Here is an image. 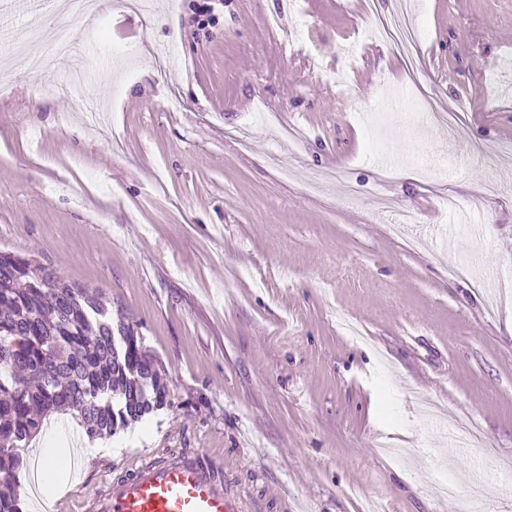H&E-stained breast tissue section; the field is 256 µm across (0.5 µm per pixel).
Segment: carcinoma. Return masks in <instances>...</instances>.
<instances>
[{
	"instance_id": "carcinoma-1",
	"label": "carcinoma",
	"mask_w": 512,
	"mask_h": 512,
	"mask_svg": "<svg viewBox=\"0 0 512 512\" xmlns=\"http://www.w3.org/2000/svg\"><path fill=\"white\" fill-rule=\"evenodd\" d=\"M167 398L161 369L132 326L112 322L101 294L0 251V512H22L16 472L45 417L70 414L94 440L164 408Z\"/></svg>"
}]
</instances>
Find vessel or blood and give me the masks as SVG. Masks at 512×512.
<instances>
[{
    "mask_svg": "<svg viewBox=\"0 0 512 512\" xmlns=\"http://www.w3.org/2000/svg\"><path fill=\"white\" fill-rule=\"evenodd\" d=\"M93 507L95 512H239L214 469L191 459L142 463L131 479L98 493Z\"/></svg>",
    "mask_w": 512,
    "mask_h": 512,
    "instance_id": "vessel-or-blood-1",
    "label": "vessel or blood"
}]
</instances>
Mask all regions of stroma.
<instances>
[{
	"label": "stroma",
	"mask_w": 512,
	"mask_h": 512,
	"mask_svg": "<svg viewBox=\"0 0 512 512\" xmlns=\"http://www.w3.org/2000/svg\"><path fill=\"white\" fill-rule=\"evenodd\" d=\"M90 2L71 95L70 59L15 57L82 33L83 11L0 0V250L99 289L168 404L41 499L42 450L87 441L47 420L23 512H91L141 463L185 457L240 512H512V0H224L199 31L203 0ZM400 10L424 32L412 72L362 36ZM405 92L459 109L457 139Z\"/></svg>",
	"instance_id": "stroma-1"
}]
</instances>
